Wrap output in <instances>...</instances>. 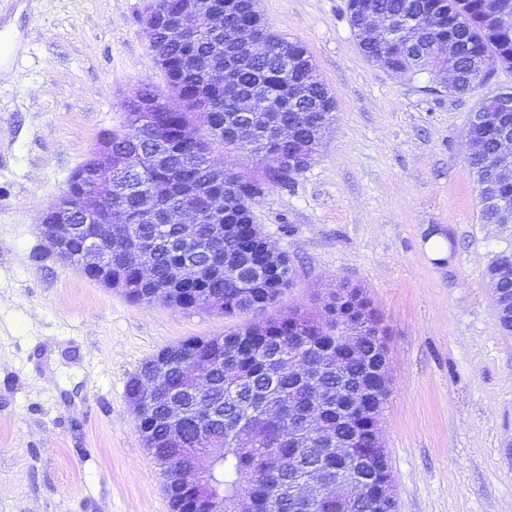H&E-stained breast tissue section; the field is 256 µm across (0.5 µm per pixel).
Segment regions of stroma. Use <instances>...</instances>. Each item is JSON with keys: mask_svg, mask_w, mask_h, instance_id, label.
<instances>
[{"mask_svg": "<svg viewBox=\"0 0 512 512\" xmlns=\"http://www.w3.org/2000/svg\"><path fill=\"white\" fill-rule=\"evenodd\" d=\"M145 0H0L20 55L0 78V512H169L125 389L145 361L189 338L258 322L134 303L49 251L38 226L99 134L125 122L141 84L164 86ZM303 44L336 101L321 154L255 208L292 262L267 316L317 312L338 285L381 318L388 397L379 424L397 512H512V334L485 277L512 224L479 220L466 161L479 103L512 90L498 71L462 95L399 76L360 52L347 0H259ZM443 260L425 249L431 235Z\"/></svg>", "mask_w": 512, "mask_h": 512, "instance_id": "35a3bbf8", "label": "stroma"}]
</instances>
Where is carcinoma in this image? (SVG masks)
I'll list each match as a JSON object with an SVG mask.
<instances>
[{
	"label": "carcinoma",
	"mask_w": 512,
	"mask_h": 512,
	"mask_svg": "<svg viewBox=\"0 0 512 512\" xmlns=\"http://www.w3.org/2000/svg\"><path fill=\"white\" fill-rule=\"evenodd\" d=\"M161 23L151 33L150 49L162 47L165 60L160 69L167 80L163 90L151 84L138 88V96L125 103L126 125L112 131V153L125 156L131 174L123 191H105L112 198V272L127 284L135 282L134 245L148 241L156 255V274L152 282L123 291L133 302L149 301L152 290L172 281L176 267L184 261L201 266L195 283H184L171 305L189 309L205 298L219 304L226 316L249 311L260 304L262 309L275 306L292 284L290 259L281 254L278 270L257 277L253 267L263 264L262 249L247 251L242 239L260 237L254 224V208L274 187H286L293 177L274 173L288 168V146L275 141L276 129L268 126L267 113L239 110L243 98L273 99L283 104L278 113L279 125L304 119L302 129L304 153L317 157L323 146L324 131L335 120V101L325 83L316 74L315 62L299 42L289 41L272 32L263 21L258 0H231V10L209 28H200L191 19L180 16L178 0H158ZM497 0H348L351 26L366 8L377 11L393 28L408 25L403 39L386 50L371 40L358 39L361 53L377 64L384 60L392 73L414 76L426 73L434 85L442 80V71L451 69L454 81L446 87L450 94H463L480 84L481 74L492 75L500 68L512 70V26L503 27L494 16ZM445 9L456 24L433 30L427 16ZM249 21L269 42L268 54L253 55L242 45L229 46L224 27ZM447 40L455 54L446 63L434 57L435 47ZM211 66L224 71L221 84L207 80ZM304 79L305 97L288 101L289 82ZM156 101L154 120L137 125L140 99ZM512 103V92H499L483 100L477 111L489 117L478 131L468 133L472 149L467 165L478 186L490 182L491 168L500 127L498 113L504 111L503 99ZM188 124L196 127L203 145L177 141L171 134ZM222 147L227 152L245 151L256 160V169L247 181L238 182L240 173L230 164L212 171V177L200 174L199 166L209 165L200 151ZM148 191L157 197L158 219L148 224L138 209L139 197ZM224 196V211L212 215L201 225L202 240L194 245L182 242L174 214L188 198L198 205L213 195ZM211 224H235L239 234L220 241L204 239ZM511 300L509 308L497 310L501 328L512 332V284L503 286ZM323 331L318 336H299L288 327V317H272L262 324H250L214 336L210 346L196 353L210 380L206 393L196 396L181 389L182 350L186 343L162 349L148 360L140 373L130 378L126 396L149 402L150 417L140 425L148 432L146 447L151 455L167 462V492L170 512H192L191 502L200 499L223 506V512H236L237 500L252 494L253 512H357L353 508L338 510L325 497L324 490L313 491V508L295 506L285 500L287 489L280 478L288 474L294 460L312 458L334 476L361 477L369 488L381 483L386 474L383 459L370 458L373 442L380 438L371 412L380 403L374 394H366L351 412L336 418V408L345 402L336 400V391L361 387L363 372L356 363L346 364L343 379L336 380V358L327 351L336 334V306H325L321 316ZM302 349V356L320 369L322 384L329 397L322 398L324 420L339 426L344 438L356 437L359 444L336 453L323 452L327 445L310 438L308 447L293 448L288 442L289 407L303 409L315 402L309 384L286 367L275 362L278 354ZM205 401L207 414L197 415L199 401ZM179 402L184 408L183 442L168 441L170 427L168 405ZM216 443L224 444V457L204 465L196 456Z\"/></svg>",
	"instance_id": "carcinoma-1"
}]
</instances>
